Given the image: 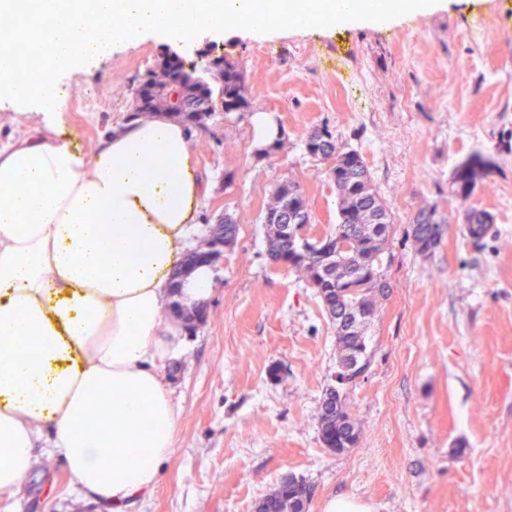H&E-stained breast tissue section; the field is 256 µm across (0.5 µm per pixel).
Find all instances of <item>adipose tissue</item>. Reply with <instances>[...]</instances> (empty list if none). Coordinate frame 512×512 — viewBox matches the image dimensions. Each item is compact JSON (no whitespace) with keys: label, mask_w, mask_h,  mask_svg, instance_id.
<instances>
[{"label":"adipose tissue","mask_w":512,"mask_h":512,"mask_svg":"<svg viewBox=\"0 0 512 512\" xmlns=\"http://www.w3.org/2000/svg\"><path fill=\"white\" fill-rule=\"evenodd\" d=\"M201 197L187 133L163 117L90 156L38 127L0 146L1 491L41 442L85 497L119 508L156 485L179 420L165 312Z\"/></svg>","instance_id":"1"}]
</instances>
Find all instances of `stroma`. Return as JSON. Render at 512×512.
I'll list each match as a JSON object with an SVG mask.
<instances>
[{
  "mask_svg": "<svg viewBox=\"0 0 512 512\" xmlns=\"http://www.w3.org/2000/svg\"><path fill=\"white\" fill-rule=\"evenodd\" d=\"M203 73L237 62L251 109L214 112L188 128L205 194L200 236L233 214L236 246L214 268L208 316L165 374L180 410L175 445L152 491L123 512H255L284 475L314 487L308 512L354 496L371 512H512V0H441L384 27L313 29L266 40L245 31L191 48L148 37L58 83L57 135L93 155L122 125L131 89L165 55ZM102 92L100 108L81 99ZM270 114L286 150L258 158L254 113ZM328 126L365 158L394 219L382 255L389 286L367 335L371 365L348 400L359 441L339 455L322 444L323 394L335 384V331L312 288L267 255L266 204L275 183L297 182L312 229L337 221L330 164L305 137ZM494 167L468 204L495 223L469 238L448 186L472 153ZM233 173L225 186V173ZM446 220L434 252L407 234L423 206ZM0 512H112L78 495L65 457L34 451Z\"/></svg>",
  "mask_w": 512,
  "mask_h": 512,
  "instance_id": "35a3bbf8",
  "label": "stroma"
}]
</instances>
